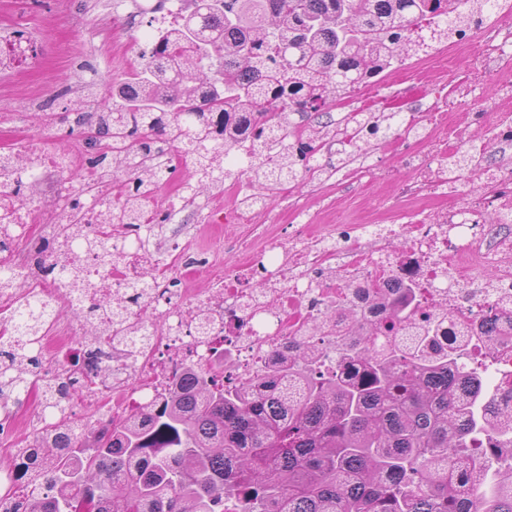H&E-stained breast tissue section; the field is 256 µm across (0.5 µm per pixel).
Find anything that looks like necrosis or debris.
I'll use <instances>...</instances> for the list:
<instances>
[{"mask_svg":"<svg viewBox=\"0 0 512 512\" xmlns=\"http://www.w3.org/2000/svg\"><path fill=\"white\" fill-rule=\"evenodd\" d=\"M27 8L28 0H18L13 28L0 33V69L29 63L43 50L23 17ZM485 25L488 32L473 56L476 78L449 75L447 100L434 111L401 119L390 159L359 172L369 182L392 179L398 166L414 172L413 180L398 186L406 209L396 223L334 224L325 235L320 224L307 220L265 247L240 243V266L206 294L178 285L215 263L200 255L182 225H170L163 243L126 250L104 266L94 253L59 247L68 210L40 223L32 184L60 190L64 177L85 167L111 133L99 132L95 143L77 140L53 149L35 137L21 146L23 166L0 160V203H9L14 215L11 226H0V239L24 242V249H9L11 267L40 295L66 304L56 272L72 261L96 283L78 299L81 308L125 295L144 271L157 274L149 297L132 307L151 342L134 347L130 362L112 361L107 346L71 368L44 355L35 368L38 378L78 381L86 418L120 423L190 368L222 369L225 385L240 386L264 376L277 353L297 345L315 346L321 365L335 367L336 338L355 308L394 342L439 322L430 353L466 346L483 364L496 412L511 413L512 61L506 48L512 45V0H502ZM479 90L493 93L499 106L491 137L475 144L464 138L457 112L460 100ZM35 223L42 226L36 236L30 232ZM398 301L407 319L394 324L385 306ZM202 316L209 324L205 336L198 332ZM107 362L108 387L97 379ZM106 392L112 395L108 405L98 401Z\"/></svg>","mask_w":512,"mask_h":512,"instance_id":"necrosis-or-debris-1","label":"necrosis or debris"}]
</instances>
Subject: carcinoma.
I'll return each mask as SVG.
<instances>
[{"instance_id":"cac0c4a2","label":"carcinoma","mask_w":512,"mask_h":512,"mask_svg":"<svg viewBox=\"0 0 512 512\" xmlns=\"http://www.w3.org/2000/svg\"><path fill=\"white\" fill-rule=\"evenodd\" d=\"M176 24L149 37L142 62L112 86L85 83L95 108L84 133L97 125L112 141L90 161L94 182L112 174L123 200L104 237L81 227L98 203L86 187L68 199L70 222L61 235L74 251H99L112 263L141 237L143 200L166 171L153 161L166 131L171 149L191 156L197 184L186 200L233 175L213 161L239 135L255 132L256 181L274 191L308 171L320 144L336 136L328 107L378 76L413 49L411 24L426 13L442 27L432 38L463 37L470 28L448 16V0H188ZM302 154L283 145L292 117L305 118ZM398 113L369 112L351 143L366 154L387 138ZM16 298L23 345L0 335V397L27 392L38 361L35 342L57 307L0 265V289ZM85 336L112 342L137 324L118 309L104 331L86 320ZM428 334L401 349L378 341V331L352 311L343 356L334 368L318 364L308 347L288 355L248 388L226 389L210 371L189 369L145 413L114 426L65 419L55 382L43 386L50 432L35 447L13 452L20 483L42 490L15 512H512V473L450 470L483 446L512 447V419L497 416L477 368L463 369V351L427 355ZM365 363L361 376L349 373Z\"/></svg>"}]
</instances>
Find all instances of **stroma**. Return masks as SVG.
Segmentation results:
<instances>
[{"label": "stroma", "mask_w": 512, "mask_h": 512, "mask_svg": "<svg viewBox=\"0 0 512 512\" xmlns=\"http://www.w3.org/2000/svg\"><path fill=\"white\" fill-rule=\"evenodd\" d=\"M32 31L47 47L45 57L24 73L0 72V149L20 145L26 138L64 137L57 119L44 104L54 100L56 108H78L74 88L84 64H92L101 87L118 83L148 48L151 27L122 24L112 13V0H88L81 12H73L70 0H37ZM396 188L379 184L372 188L347 182H312L305 179L287 185L272 196V207L282 221L292 209L318 212L330 224H363L368 217L391 208L399 212ZM268 221L255 216L251 225H193L192 234L203 254L220 256L219 270L198 278L194 287L203 294L223 280L225 271L239 260L238 243L243 239L266 240Z\"/></svg>", "instance_id": "obj_1"}]
</instances>
